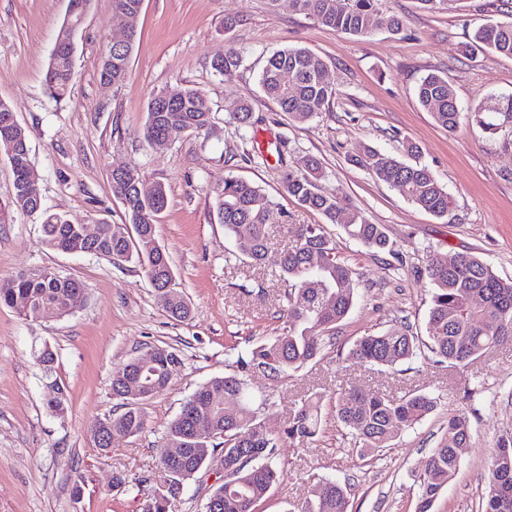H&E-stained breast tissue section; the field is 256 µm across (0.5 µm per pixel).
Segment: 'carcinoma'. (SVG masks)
<instances>
[{
  "label": "carcinoma",
  "mask_w": 512,
  "mask_h": 512,
  "mask_svg": "<svg viewBox=\"0 0 512 512\" xmlns=\"http://www.w3.org/2000/svg\"><path fill=\"white\" fill-rule=\"evenodd\" d=\"M296 11L338 33L366 38L377 31L398 34L403 22L394 13L381 9L379 0H292ZM491 52L512 58V22L489 23L478 28L465 44V53ZM131 52L112 44L110 69H100L115 85L128 75ZM243 63L242 55L231 49L217 60L215 68L229 74ZM72 60L62 52L50 58L45 84L50 96L62 100L70 94ZM324 60L305 48L279 50L267 60L260 76L264 96L282 111L300 121H307L326 111L336 91L325 81ZM288 72L291 79L282 80ZM199 92L175 88L154 96L148 106L142 135L149 146L164 148L166 130L172 126L201 130L210 124V113L196 106ZM416 96L421 107L435 123L454 132L467 120L481 132L494 134L506 123L512 124V95L500 96L491 104L467 113L461 108L448 80L429 73L418 84ZM10 106L0 100V143L10 141L15 154L30 162V148L25 130L5 122ZM419 147L402 143L401 154L366 146L351 157V162L366 169L376 180L398 189L417 207L437 218L448 216L453 207L451 194L436 180L430 169L409 163L406 155L418 158ZM24 168L12 167L13 197L0 203V224H8L13 214L22 211L19 181ZM321 169L316 159L305 156L298 168L284 172L283 191L302 207L322 215L326 223L339 224L346 236L367 248L395 253L393 243L380 224L370 223L361 212L350 208L319 185ZM142 183L133 169L112 177V191L122 200L128 224H106L100 236L89 242L81 236L80 225L70 224L56 213L38 211L42 243L63 253L93 254L115 265L133 262L141 267L156 292L174 279L173 266L155 236V225L167 205L165 187L158 196L140 192ZM217 216L224 234L234 239L236 253L258 264L269 249V228L281 215L278 204L260 186L230 175L224 177L217 194ZM281 277L288 281V308L284 326L275 336L265 337L236 360L237 371L214 377L199 386L183 403L170 423V441L185 442L178 462L187 480L203 467L205 456L216 450L224 454V482L213 488L209 498L218 506L205 504V512H258L260 504L284 477L275 462L276 448L288 439L292 442L317 437L323 430L322 397L301 398L287 427L280 435L270 433L258 409L246 395L243 374L265 372L279 381L291 376L336 345V330L351 312L356 299V279L348 260L322 226L313 225L300 235L295 245L281 257ZM431 288L430 307L424 333L395 323L390 327L355 338L347 358L379 368H394L414 361L427 349L440 362L465 368L493 348L512 339V280L498 277L491 266L478 256L462 253L448 266L435 254L424 267ZM82 289L78 281L45 270L35 279L27 272L0 278V306L21 317H31L41 306H52L58 315L70 314L71 295ZM168 316L176 322L190 319L192 310L177 291L162 301ZM153 364L139 373L141 356L132 359L112 377V394L120 397L122 412L99 423L94 434L108 427L120 429L132 437L147 429L146 399L133 396L139 382L153 385V394L162 393L170 383L173 368L181 358L172 347H154ZM240 399L239 409L230 418L223 413L227 400ZM336 423L358 444L359 458L369 462L379 456L397 435L412 430L437 407L436 398L410 390L390 396L378 390L340 388L328 398ZM472 425L464 414L448 419V424L420 476L417 512H431L449 478L460 463V449L471 441ZM488 490L481 512H512V435L501 436L487 463ZM300 512H351L346 487L328 480L322 495L305 499Z\"/></svg>",
  "instance_id": "carcinoma-1"
}]
</instances>
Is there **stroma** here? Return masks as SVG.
Listing matches in <instances>:
<instances>
[{
	"mask_svg": "<svg viewBox=\"0 0 512 512\" xmlns=\"http://www.w3.org/2000/svg\"><path fill=\"white\" fill-rule=\"evenodd\" d=\"M498 5L448 0L431 13L419 0H383L403 19V32L358 38L298 13L292 0L273 8L266 0H143L127 79L107 87L99 80L107 39L125 20L112 0H93L74 37L72 92L57 101L44 77L68 0H0V100L26 132L44 208L74 224H123L127 215L112 192L113 168L135 169L147 187L163 184L168 204L157 239L173 263L176 290L193 308L190 321L175 322L135 264L45 247L38 216L18 212L12 223L0 224V277L47 269L84 288L63 317L49 311L24 319L0 306V512H141L146 499L165 491L159 454L185 399L209 379L235 372L238 354L283 326L279 300L288 284L279 277L280 255L303 228L324 224L282 189L283 171L300 157H315L323 190L383 225L394 244L393 253L377 252L349 240L340 225L324 224L358 283L354 308L339 329L342 341L398 320L422 328L430 305L424 273L430 253L446 259L472 253L512 280V128L489 136L464 122L448 132L415 95L430 72L447 78L466 109L512 94V58L461 51L477 27L512 21V12ZM229 17L235 24L228 29ZM293 46L320 56L336 89L329 108L305 122L265 99L259 85L267 57ZM230 48L243 63L223 74L214 64ZM176 86L200 92L211 123L173 132L158 152L142 136L148 104ZM246 100L253 118L244 127L230 114ZM406 140L419 146L422 162L454 197L447 217L418 208L351 162L362 146L394 153ZM228 173L262 186L283 211L257 267L235 257L217 218L216 188ZM46 345L55 353L48 373L39 362ZM156 346L178 349L182 363L168 389L146 402V432L115 435L111 448L100 450L95 426L121 411L112 396L113 375ZM245 379L254 407L276 435L301 396L349 385L390 395L418 390L438 402L367 464L326 413L318 437L278 448L286 474L261 512H292L328 479L347 487L352 512H415L425 462L458 413L469 416L472 439L432 512H480L487 458L496 438L512 432V342L465 369L429 355L381 372L331 349L285 381L259 371ZM59 387L66 398L60 415L47 405ZM77 477L83 494L76 500ZM221 477L219 460H211L185 480L172 512H204L209 488Z\"/></svg>",
	"mask_w": 512,
	"mask_h": 512,
	"instance_id": "1",
	"label": "stroma"
}]
</instances>
